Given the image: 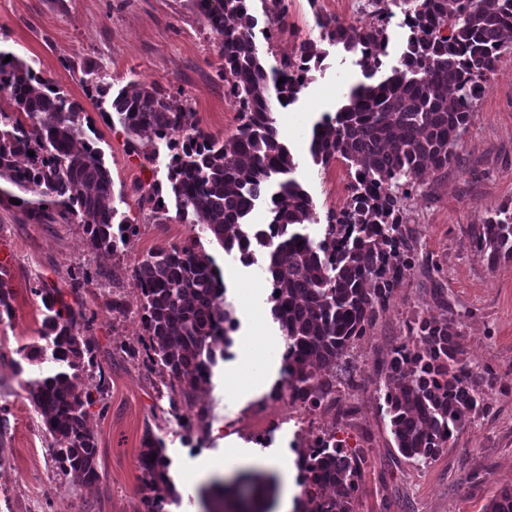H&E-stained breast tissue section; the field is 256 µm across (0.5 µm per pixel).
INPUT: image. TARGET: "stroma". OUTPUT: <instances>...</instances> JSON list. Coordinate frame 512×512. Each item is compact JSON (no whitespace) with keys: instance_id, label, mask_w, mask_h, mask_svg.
Listing matches in <instances>:
<instances>
[{"instance_id":"35a3bbf8","label":"stroma","mask_w":512,"mask_h":512,"mask_svg":"<svg viewBox=\"0 0 512 512\" xmlns=\"http://www.w3.org/2000/svg\"><path fill=\"white\" fill-rule=\"evenodd\" d=\"M272 8L271 0L251 3L253 40L267 68L279 66L305 39L316 41L326 53L297 100L276 113L279 136L297 163L295 176L323 224L336 209L334 191H346L350 174L340 160L327 167L314 163L309 152L312 129L324 114L335 113L351 87L365 77L358 53L322 40L316 19L332 16L362 27L386 14L388 53L394 60L405 45L404 15L390 0H380L374 9H348L334 0H288L287 25L282 28L272 21ZM0 47L23 60H36L44 78L83 103L89 135L104 153L119 207L139 224V235L124 255L94 254L78 225L35 224L19 208L0 206V265L7 271L14 309L11 323L0 325V420L7 423L0 438V512H146L140 453L150 433L164 440L169 475L184 485L176 504L168 501V486L155 488L154 497L166 502L164 512H200L202 493L229 474L253 486L255 512H276L283 478L266 468L267 459L292 442L312 441L311 434L269 424L282 409L274 399L280 368L267 366L261 386L241 400L222 390L234 360L219 362L210 383L195 396V405L210 413V433L192 448L183 444L167 400L157 397L159 373L147 372L142 359L125 352L143 335L134 265L157 246L182 242L189 227L176 219L153 223L151 205L143 201L139 185L152 173H165L170 153L163 145L149 155L132 152L124 129L108 125L88 100L84 69L104 66L116 90L133 79L154 85L192 112L206 131L231 137L240 123L237 108L224 82L216 41L194 0H0ZM459 153L460 163L437 176H424L423 186L403 201L421 262L397 290L390 309L354 344L361 383L349 392L346 417L339 421L324 409L311 411L314 432L336 435L357 455L353 512H483L512 484V260L490 264L467 235L468 225L482 223L512 201V55L504 56L490 74ZM204 248L226 275V301L239 321L238 335L255 328L267 344H274L280 332L265 313L270 282L264 263L243 265L214 242H205ZM428 258L441 269L447 307L433 297L422 265ZM81 268L112 272L106 285H85L76 304L94 319L95 365L105 377L103 399L89 410L98 472L89 485L73 482L60 470L42 422L20 386L22 379L39 377L45 370L44 365L24 363L20 353L22 345L37 342L43 318L41 299L31 291L35 276L44 274L61 284ZM116 297L126 302V315L113 314ZM248 303L264 311L260 326H253L246 314ZM419 315L454 320L463 332V360L475 373L494 379L486 410L448 448L422 464L399 453L378 392L384 384V361L408 343V325ZM230 439L244 452L240 465L229 474L199 473L201 459L223 457Z\"/></svg>"}]
</instances>
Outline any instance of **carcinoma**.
I'll return each mask as SVG.
<instances>
[{
  "label": "carcinoma",
  "mask_w": 512,
  "mask_h": 512,
  "mask_svg": "<svg viewBox=\"0 0 512 512\" xmlns=\"http://www.w3.org/2000/svg\"><path fill=\"white\" fill-rule=\"evenodd\" d=\"M403 5L406 50L386 75L350 91L346 104L313 126L315 164L340 159L351 170L345 204L327 217L319 239L306 230L315 220L311 196L291 174L296 169L281 141L273 108L292 104L322 50L303 40L295 55L271 70L252 39L251 0H195L224 60V83L238 107L239 132L224 140L189 122L153 85L133 79L110 95L101 67L85 69L90 99L129 145L166 142V180L140 186L158 224L169 220L165 197L190 225L181 245L159 246L135 267L141 322L148 339L145 368L163 374L170 413L186 435L204 429L207 412L193 410L194 393L211 381L218 360L229 357L238 328L214 259L202 240L251 264L263 255L272 285L274 322L285 340V382L294 396L318 407L334 393L339 357L366 335L401 287L418 256L402 200L416 177L448 171L459 162L462 135L488 73L512 53V0H391ZM323 38L360 53L368 78L387 55L384 25H345L318 17ZM11 57L4 62L5 57ZM37 61L0 48V206L19 200L36 224H77L88 248L122 255L138 236L136 219L114 205L112 175L102 150L85 129V108L43 79ZM285 79L277 84L279 79ZM34 155H29V152ZM28 158L20 167L16 159ZM268 224H250L261 203ZM472 244L495 264L512 259V202L469 227ZM32 291L44 307L41 344L21 348L31 362L51 357L59 369L26 382L41 416L48 446L63 472L79 483L95 480L96 445L86 427L93 391L80 388L79 371L94 368L93 320L74 308L57 285L39 275ZM7 272L0 269V324L12 318ZM415 344L394 349L385 362L384 402L396 448L417 462L435 458L484 409L485 390L461 359V332L448 319L418 316L409 326ZM304 498L299 512H352L358 466L331 435L297 449ZM144 486L169 483L162 438L147 437L140 457ZM223 512H248L230 486L219 491ZM485 512H512V486Z\"/></svg>",
  "instance_id": "obj_1"
}]
</instances>
